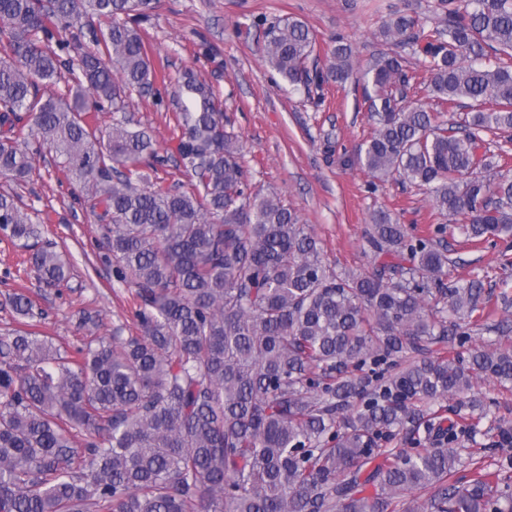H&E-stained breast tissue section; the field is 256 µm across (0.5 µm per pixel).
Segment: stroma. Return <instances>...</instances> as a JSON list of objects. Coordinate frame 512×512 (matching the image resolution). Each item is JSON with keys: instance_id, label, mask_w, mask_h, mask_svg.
Masks as SVG:
<instances>
[{"instance_id": "obj_1", "label": "stroma", "mask_w": 512, "mask_h": 512, "mask_svg": "<svg viewBox=\"0 0 512 512\" xmlns=\"http://www.w3.org/2000/svg\"><path fill=\"white\" fill-rule=\"evenodd\" d=\"M435 0H159L150 20L141 26L155 64L161 65L167 89H175L185 69L219 93L234 131L245 146L244 161L252 181L266 193H275L295 210L319 241L325 262L336 272L371 270L375 254L369 245L370 214L387 209L408 231L433 232L443 223L427 194L409 183H374L356 161L373 120L362 88L347 84L324 86L325 101L314 107L306 90L291 89L272 75L265 62L264 22L294 19L306 23L319 50L341 35L354 48L355 72H363L387 46L374 30L381 16L392 10L416 15L431 24ZM336 146L334 156L323 152L325 140ZM39 177L23 185L0 179V193L20 195L28 209L48 215L41 241L66 253L72 262L68 288L43 287L26 264L20 243L0 233V336L17 326L7 304L14 293L29 296L45 312L40 335L52 337L63 349L74 350L85 336L81 314L99 316V335L123 327L135 331L131 289L116 280L112 264L104 262L99 247L101 230L85 208L77 185L56 171L52 155L38 158ZM452 257L462 259L458 276L483 277L494 292H512V282L502 283L496 246L475 247L456 228L442 237ZM472 395L496 401L491 415L480 424L475 438H460L464 459L457 478L472 475L471 459L485 455L512 456L511 448L494 444L499 426L512 428V389L491 380H478Z\"/></svg>"}]
</instances>
